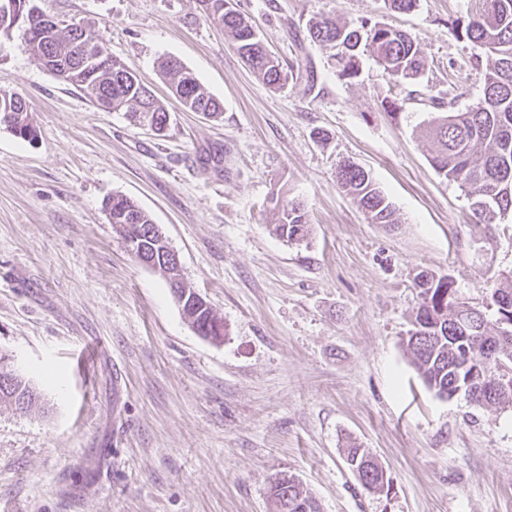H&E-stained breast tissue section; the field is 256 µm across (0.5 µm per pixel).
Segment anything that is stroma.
<instances>
[{
  "mask_svg": "<svg viewBox=\"0 0 512 512\" xmlns=\"http://www.w3.org/2000/svg\"><path fill=\"white\" fill-rule=\"evenodd\" d=\"M477 0H234L282 63L312 78L271 92L196 0H34L83 23L164 100L163 134L100 109L27 51L23 26L0 33V87L19 94L35 141L0 124V349L41 395L0 405V512H273L271 477L295 474L321 512H512V406L429 390L401 339L420 271L448 277L483 309L487 282L512 275V216L479 224L471 201L430 162L436 109L390 116V78L363 55L352 79L311 41L316 17L370 19L410 32L432 63L426 94L456 110L480 56L449 20ZM180 60L224 105L183 110L158 71ZM326 139H318L317 131ZM364 167L396 209L372 224L336 183ZM122 194L177 252L185 282L224 321L198 336L163 276L128 250L104 211ZM301 203L309 235L275 230ZM367 448L390 483L365 491L345 460Z\"/></svg>",
  "mask_w": 512,
  "mask_h": 512,
  "instance_id": "obj_1",
  "label": "stroma"
}]
</instances>
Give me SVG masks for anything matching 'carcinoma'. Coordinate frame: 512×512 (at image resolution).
I'll return each mask as SVG.
<instances>
[{
  "instance_id": "cac0c4a2",
  "label": "carcinoma",
  "mask_w": 512,
  "mask_h": 512,
  "mask_svg": "<svg viewBox=\"0 0 512 512\" xmlns=\"http://www.w3.org/2000/svg\"><path fill=\"white\" fill-rule=\"evenodd\" d=\"M198 3L206 21L224 28L237 52L271 91L286 86L288 73L281 61L267 49L232 0ZM308 31L313 42L336 49L339 78L357 75L359 54L365 50L391 79L412 87L408 99H426L438 110L452 106L450 101L427 99L418 89L430 65L416 39L407 32L368 19L351 25L330 18L309 22ZM448 31L456 39L478 46L489 63L481 72L478 101L464 111L440 115L426 127L434 147L430 161L439 176L466 192L478 221L493 224L512 215V0H479V11L465 21L451 23ZM76 40L104 46L80 23L62 28L53 21L41 29L39 37L25 35L27 50L44 68L52 73L66 69L64 81L87 91L102 110L122 111L131 121H146L163 132L169 123L168 110L132 70L124 65L111 68L74 59L72 44ZM159 68L184 109L209 116L222 114L223 104L180 61L167 57ZM0 122L23 140L32 141L38 135L24 99L3 88ZM336 178L370 223H398L390 202L360 165L350 160L341 162ZM105 210L112 227L132 241L137 259L154 260V269L168 282L180 277L176 266L168 261L169 243L156 233L148 213L122 195L108 198ZM275 232L289 242L305 240L309 229L304 209L290 202L280 207ZM418 286L421 303L402 343L425 385L440 398L456 396L461 387L463 394L480 406L512 405V339L498 340L500 331H512V277H496L491 288L495 329L486 318H471L472 306L456 296L448 278L441 276L428 288L421 281ZM184 305L188 306L186 319L198 335L221 341L213 331L218 317L206 300L188 299ZM38 401L36 390L22 375L11 373L8 355L0 352V402L28 410ZM347 463L363 489L378 493L390 490L382 467L365 449L349 448ZM269 494L274 512H320L316 499L293 475L286 485L271 482Z\"/></svg>"
}]
</instances>
